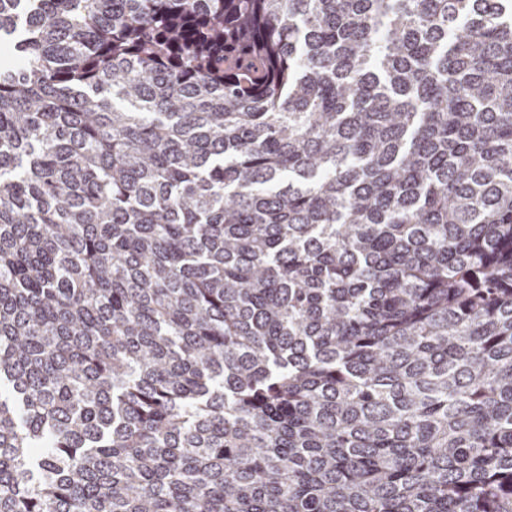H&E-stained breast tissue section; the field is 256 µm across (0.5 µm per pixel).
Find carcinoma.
<instances>
[{
	"label": "carcinoma",
	"mask_w": 512,
	"mask_h": 512,
	"mask_svg": "<svg viewBox=\"0 0 512 512\" xmlns=\"http://www.w3.org/2000/svg\"><path fill=\"white\" fill-rule=\"evenodd\" d=\"M0 39V512H512V0Z\"/></svg>",
	"instance_id": "1"
}]
</instances>
